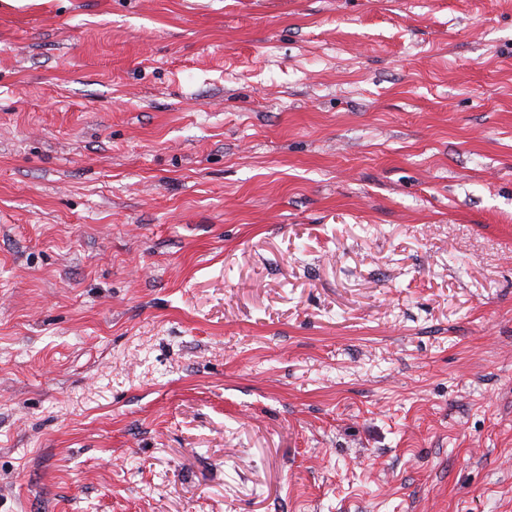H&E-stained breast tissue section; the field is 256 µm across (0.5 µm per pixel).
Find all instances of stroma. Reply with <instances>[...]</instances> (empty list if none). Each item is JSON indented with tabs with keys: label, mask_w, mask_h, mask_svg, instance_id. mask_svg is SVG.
<instances>
[{
	"label": "stroma",
	"mask_w": 512,
	"mask_h": 512,
	"mask_svg": "<svg viewBox=\"0 0 512 512\" xmlns=\"http://www.w3.org/2000/svg\"><path fill=\"white\" fill-rule=\"evenodd\" d=\"M0 512H512V0H0Z\"/></svg>",
	"instance_id": "obj_1"
}]
</instances>
